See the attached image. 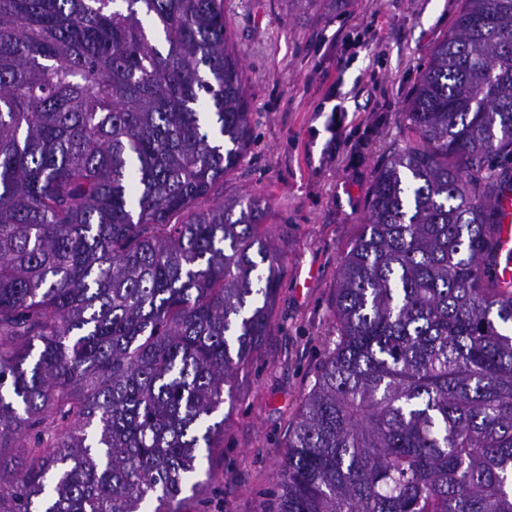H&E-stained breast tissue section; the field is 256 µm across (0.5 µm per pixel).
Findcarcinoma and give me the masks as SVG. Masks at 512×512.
<instances>
[{"label": "carcinoma", "mask_w": 512, "mask_h": 512, "mask_svg": "<svg viewBox=\"0 0 512 512\" xmlns=\"http://www.w3.org/2000/svg\"><path fill=\"white\" fill-rule=\"evenodd\" d=\"M366 195L270 512H512V0H462ZM224 0H0V512H179L270 326ZM156 506H151V503ZM501 224L497 235L500 257L504 259L497 268L499 278L504 282L512 281V194L503 195L497 202Z\"/></svg>", "instance_id": "carcinoma-1"}]
</instances>
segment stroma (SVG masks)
<instances>
[{
    "label": "stroma",
    "mask_w": 512,
    "mask_h": 512,
    "mask_svg": "<svg viewBox=\"0 0 512 512\" xmlns=\"http://www.w3.org/2000/svg\"><path fill=\"white\" fill-rule=\"evenodd\" d=\"M462 0H224L241 55L255 141L213 202L247 192L270 203L282 255L271 327L239 375L242 400L211 465L219 491H184L180 512H269L288 429L329 342L338 269L358 234L365 194L389 150L430 49Z\"/></svg>",
    "instance_id": "obj_1"
}]
</instances>
